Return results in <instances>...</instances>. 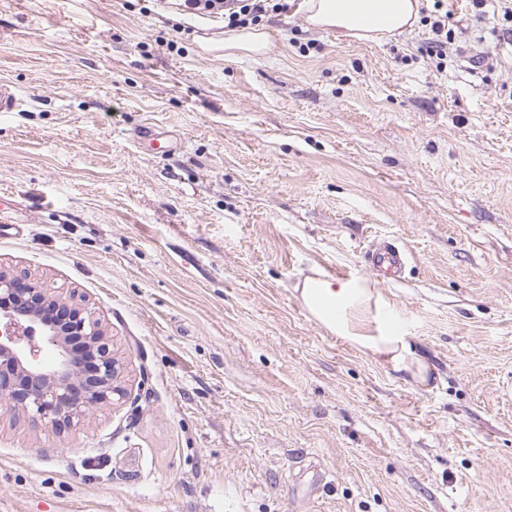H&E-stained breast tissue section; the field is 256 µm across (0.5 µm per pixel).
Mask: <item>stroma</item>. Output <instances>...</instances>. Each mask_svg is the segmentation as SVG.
<instances>
[{"mask_svg": "<svg viewBox=\"0 0 512 512\" xmlns=\"http://www.w3.org/2000/svg\"><path fill=\"white\" fill-rule=\"evenodd\" d=\"M141 7L0 0V265L84 299L139 382L61 433L0 408V512H512L500 0H448L442 63L421 21L359 42L292 10L228 56ZM315 273L374 281L427 382L316 323Z\"/></svg>", "mask_w": 512, "mask_h": 512, "instance_id": "stroma-1", "label": "stroma"}]
</instances>
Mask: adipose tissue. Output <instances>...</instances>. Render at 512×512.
Instances as JSON below:
<instances>
[{
    "mask_svg": "<svg viewBox=\"0 0 512 512\" xmlns=\"http://www.w3.org/2000/svg\"><path fill=\"white\" fill-rule=\"evenodd\" d=\"M298 8L308 29H332L340 38L379 41L413 26L419 16L420 0H300ZM296 290L309 315L332 334L376 358L424 373L425 363L393 325L379 320L367 330L355 321V313L384 304L382 294L368 280L308 276L297 284Z\"/></svg>",
    "mask_w": 512,
    "mask_h": 512,
    "instance_id": "ef3b65f1",
    "label": "adipose tissue"
}]
</instances>
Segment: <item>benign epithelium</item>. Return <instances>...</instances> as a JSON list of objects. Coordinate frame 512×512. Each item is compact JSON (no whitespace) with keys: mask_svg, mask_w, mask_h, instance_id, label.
Masks as SVG:
<instances>
[{"mask_svg":"<svg viewBox=\"0 0 512 512\" xmlns=\"http://www.w3.org/2000/svg\"><path fill=\"white\" fill-rule=\"evenodd\" d=\"M72 336L83 338L92 372L77 365ZM44 341L55 350L50 364L39 360ZM126 373L93 312L42 282L24 283L0 268V405L6 411L69 430L93 411L129 399Z\"/></svg>","mask_w":512,"mask_h":512,"instance_id":"7a95c632","label":"benign epithelium"}]
</instances>
